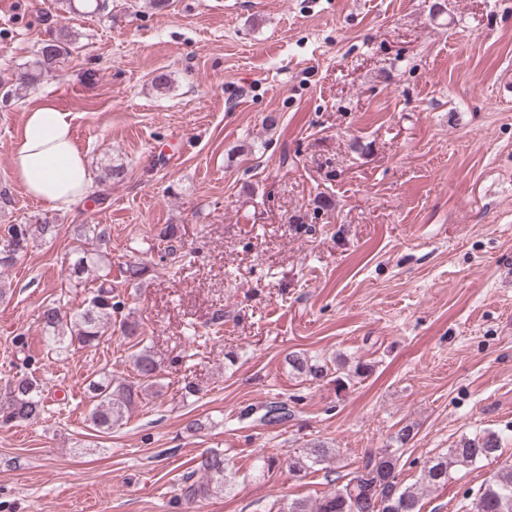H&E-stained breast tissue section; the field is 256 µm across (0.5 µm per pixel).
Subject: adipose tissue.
<instances>
[{
  "label": "adipose tissue",
  "instance_id": "ef3b65f1",
  "mask_svg": "<svg viewBox=\"0 0 512 512\" xmlns=\"http://www.w3.org/2000/svg\"><path fill=\"white\" fill-rule=\"evenodd\" d=\"M12 164L26 193L56 211L74 212L92 189L69 116L50 100L26 112Z\"/></svg>",
  "mask_w": 512,
  "mask_h": 512
}]
</instances>
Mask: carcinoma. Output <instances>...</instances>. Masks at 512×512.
I'll return each instance as SVG.
<instances>
[{
  "mask_svg": "<svg viewBox=\"0 0 512 512\" xmlns=\"http://www.w3.org/2000/svg\"><path fill=\"white\" fill-rule=\"evenodd\" d=\"M69 56V43L58 37L42 44L37 51L34 65L41 72ZM7 248L0 250V267H8L27 251L32 236L31 225L12 224L8 228ZM109 254L82 252L72 267L70 275L81 279L91 269H97L99 284L91 289L81 309L73 312L58 306H47L40 314L48 350L67 349L71 346L95 347L112 335V313L120 302L116 301ZM150 269L143 263L128 262L123 270L125 280L140 282L149 276ZM289 364L296 371L313 377L324 374L323 367L309 362L298 353L289 355ZM133 369L138 381L115 380L110 375L89 381L88 393L92 402L89 420L100 433H107L126 419L141 396L145 383H155L159 364L147 348L140 349L133 358ZM45 413L44 390L32 376L22 375L9 383L8 397L0 403V424L37 422ZM411 430L401 428L393 438L396 447L381 448L363 458L352 478L344 485L324 494L314 505L303 499L288 502L286 512H420L419 496L412 487H401L397 468L399 448L410 439ZM500 443L493 434L464 438L445 456L437 457L428 466L425 480L434 485L448 484L450 469L466 468L479 461L497 458ZM328 449L316 445L309 451L291 459L289 468L296 474L309 471L326 461ZM227 482L224 454L209 451L202 454L194 468L184 478L179 488V499L188 504L200 503L224 490ZM474 512H512V466L498 470L490 476L473 503Z\"/></svg>",
  "mask_w": 512,
  "mask_h": 512,
  "instance_id": "cac0c4a2",
  "label": "carcinoma"
}]
</instances>
